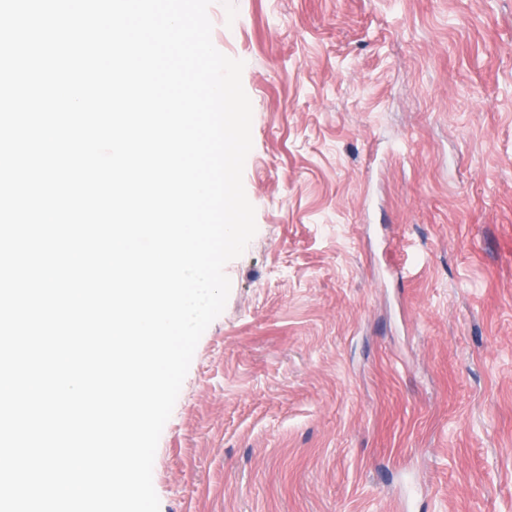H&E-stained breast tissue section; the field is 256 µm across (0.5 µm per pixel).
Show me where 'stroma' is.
Instances as JSON below:
<instances>
[{"label":"stroma","instance_id":"35a3bbf8","mask_svg":"<svg viewBox=\"0 0 512 512\" xmlns=\"http://www.w3.org/2000/svg\"><path fill=\"white\" fill-rule=\"evenodd\" d=\"M257 233L160 512H512V0H213Z\"/></svg>","mask_w":512,"mask_h":512}]
</instances>
